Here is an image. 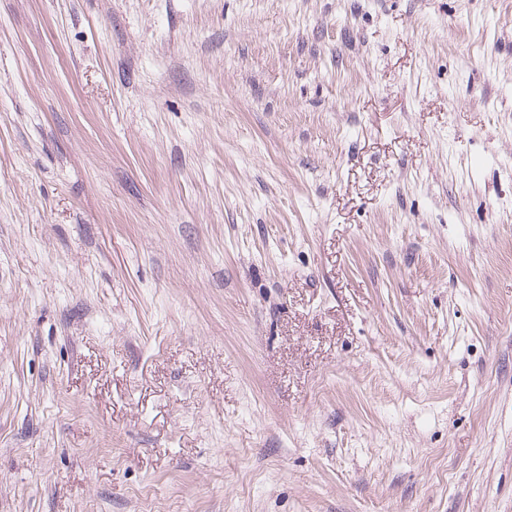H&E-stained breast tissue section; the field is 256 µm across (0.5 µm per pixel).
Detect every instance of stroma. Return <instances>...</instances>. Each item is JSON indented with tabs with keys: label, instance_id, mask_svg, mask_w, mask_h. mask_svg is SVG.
<instances>
[{
	"label": "stroma",
	"instance_id": "1",
	"mask_svg": "<svg viewBox=\"0 0 512 512\" xmlns=\"http://www.w3.org/2000/svg\"><path fill=\"white\" fill-rule=\"evenodd\" d=\"M0 512H512V0H0Z\"/></svg>",
	"mask_w": 512,
	"mask_h": 512
}]
</instances>
